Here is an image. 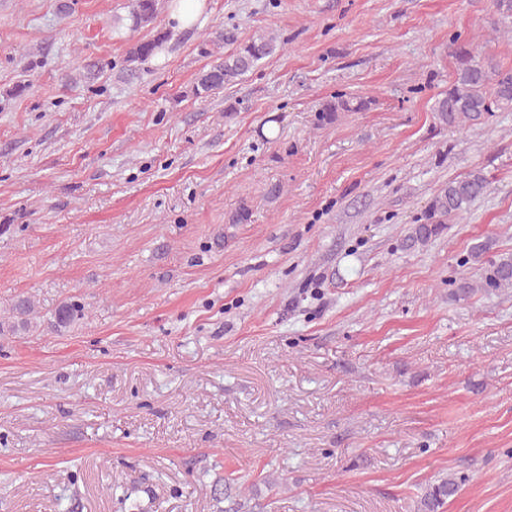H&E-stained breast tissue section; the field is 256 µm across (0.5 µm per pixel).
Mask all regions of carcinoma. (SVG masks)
Returning a JSON list of instances; mask_svg holds the SVG:
<instances>
[{
	"label": "carcinoma",
	"mask_w": 512,
	"mask_h": 512,
	"mask_svg": "<svg viewBox=\"0 0 512 512\" xmlns=\"http://www.w3.org/2000/svg\"><path fill=\"white\" fill-rule=\"evenodd\" d=\"M158 0H132L129 23L126 27L135 32L157 18ZM169 34L159 30L148 40L133 44L127 63L133 65L154 56L168 40ZM276 50L273 41L256 38L238 43L235 50L202 72L192 88L193 96L206 99L246 74L261 59ZM456 77L448 90L441 94L434 107L435 118L445 124L476 121L485 113L492 112V104L512 105V71L502 70L492 59L481 61L470 49L459 46L455 51ZM367 101L352 102L336 97L324 102L319 108V121L332 123L340 112L363 109ZM486 176L474 171L462 179H454L443 185L431 198L425 211V221L417 224L406 236L409 247L425 246L445 229L448 218L465 211L475 200L484 195ZM491 249L488 242L473 247L468 260L481 264L480 287L487 291L512 287V253L487 256ZM34 303L30 296L20 295L12 306V312L0 317V337L21 336L32 331ZM84 316V308L73 301L61 303L54 311L49 327L56 333L68 331ZM466 482L464 477H441L429 482L417 501V512H440L448 499L455 497Z\"/></svg>",
	"instance_id": "carcinoma-1"
}]
</instances>
